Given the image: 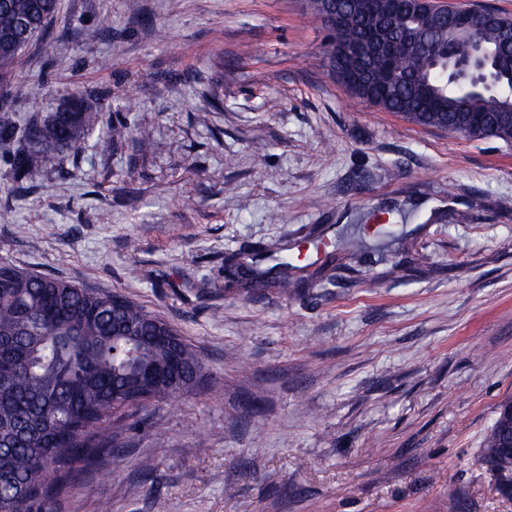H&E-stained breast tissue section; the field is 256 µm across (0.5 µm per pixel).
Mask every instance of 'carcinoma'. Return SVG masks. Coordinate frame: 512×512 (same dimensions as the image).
Listing matches in <instances>:
<instances>
[{
  "mask_svg": "<svg viewBox=\"0 0 512 512\" xmlns=\"http://www.w3.org/2000/svg\"><path fill=\"white\" fill-rule=\"evenodd\" d=\"M60 0H0V82L9 80L21 54L43 38ZM380 18L371 10L347 25L343 40L365 43L367 84L357 94L374 106L418 125L469 139L512 144V45L494 24L479 41L489 51L488 80L453 66L465 61L474 39L451 22L430 25L423 47L408 11L389 22L388 49L375 41ZM331 73L346 75L347 60L331 35ZM23 127L0 124V148L11 156L13 181L34 187L57 157L76 148L98 124V113L74 96ZM298 257L274 267L257 263L245 276L254 290L273 286L285 295L298 283ZM202 363L167 322L118 294L0 264V512H53L54 495L69 485L73 463L96 462L111 443L112 416L141 396L176 397L192 390ZM500 420L483 439V458L501 487L512 490V466L493 457Z\"/></svg>",
  "mask_w": 512,
  "mask_h": 512,
  "instance_id": "1",
  "label": "carcinoma"
}]
</instances>
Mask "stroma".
<instances>
[{
    "label": "stroma",
    "mask_w": 512,
    "mask_h": 512,
    "mask_svg": "<svg viewBox=\"0 0 512 512\" xmlns=\"http://www.w3.org/2000/svg\"><path fill=\"white\" fill-rule=\"evenodd\" d=\"M47 35L0 121L76 93L99 127L30 189L0 151V262L124 295L203 364L76 464L55 512H512L481 459L512 398V144L360 102L306 0H60ZM118 122L157 149L102 145ZM366 209L409 212V251L337 248L290 295L227 283L229 253Z\"/></svg>",
    "instance_id": "35a3bbf8"
}]
</instances>
